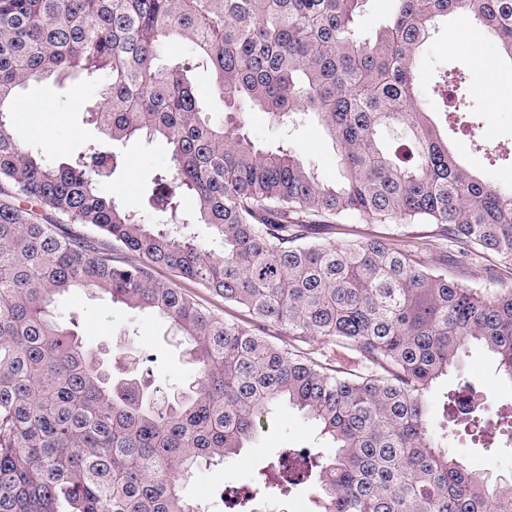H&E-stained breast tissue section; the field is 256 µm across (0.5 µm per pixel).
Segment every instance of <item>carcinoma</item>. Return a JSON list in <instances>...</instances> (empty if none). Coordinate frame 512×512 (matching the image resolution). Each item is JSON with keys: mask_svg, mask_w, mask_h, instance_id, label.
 I'll use <instances>...</instances> for the list:
<instances>
[{"mask_svg": "<svg viewBox=\"0 0 512 512\" xmlns=\"http://www.w3.org/2000/svg\"><path fill=\"white\" fill-rule=\"evenodd\" d=\"M364 2L0 0V512H205L184 482L239 456L283 400L326 445L282 449L274 483L231 499L240 512L310 480L314 512H512V481L489 482L455 450L460 428L491 447L489 397L462 376L470 395L446 398L441 422L430 414L471 344L512 383V282L499 273L512 270V191L459 164L415 83L421 47L450 14L512 60V0H393L373 39L354 28ZM172 39L210 67L230 111L316 117L343 181L325 185L290 150L215 121L189 67L160 64ZM83 72L107 78L90 113L107 144L54 166L15 139L13 105L31 81ZM142 137L169 151L152 178L167 229L101 190L114 145ZM344 221L433 230L327 241ZM191 224L209 225L222 251ZM476 276L488 287L468 286ZM75 289L170 322L196 367L188 390L160 403L144 375L114 376L57 313ZM272 327L288 340L269 339ZM337 348L358 366L340 365ZM160 277L163 279H171L179 288H184L186 290H189L191 292H194L196 295V299L202 303L203 305L210 307L224 316V310H226L225 317L230 318L229 315H234L235 311L237 310L233 306H227L225 308L224 306V300L211 295L209 292L205 291L203 288H197L196 285L193 283L182 280L180 278L174 277L171 273L165 270H160Z\"/></svg>", "mask_w": 512, "mask_h": 512, "instance_id": "1", "label": "carcinoma"}]
</instances>
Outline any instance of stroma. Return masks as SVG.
<instances>
[{
    "instance_id": "obj_1",
    "label": "stroma",
    "mask_w": 512,
    "mask_h": 512,
    "mask_svg": "<svg viewBox=\"0 0 512 512\" xmlns=\"http://www.w3.org/2000/svg\"><path fill=\"white\" fill-rule=\"evenodd\" d=\"M457 30L462 31V41L470 47L469 64L464 69L466 96L479 111L483 143L473 146L468 137L452 132L448 146L476 177L512 188V61L502 57L495 40L479 26L464 24L461 18L440 21L422 51L417 76L420 98L433 111L436 124L444 125L437 81L440 72L457 65V49L448 42L449 34ZM104 82V77L82 74L73 81L30 83L19 91L13 108L16 139L40 147L44 157L54 163L66 161L88 144L102 141L103 135L86 107L98 101ZM222 118L229 126L242 124L245 133L259 145L293 148L320 182L332 185L341 181L336 145L316 119L305 116L282 124L262 112H226ZM116 150L122 163L103 182V189L134 214L155 221L149 201L151 180L169 165L165 143L137 138L117 145ZM56 308L62 315L76 317L84 344L101 349L106 362L116 371L149 367L156 384L171 390L186 389L192 381L195 367L187 347L160 317L86 290L59 297ZM463 370L494 403L512 405V385L502 381L495 360L481 347L471 346ZM318 433L314 421L296 407L280 403L258 438L239 458L199 469L183 489L204 504L208 512H224L220 493L225 485L252 481L280 449L317 445ZM461 458L468 467L490 477L512 476V447L487 450L468 443L461 449Z\"/></svg>"
}]
</instances>
